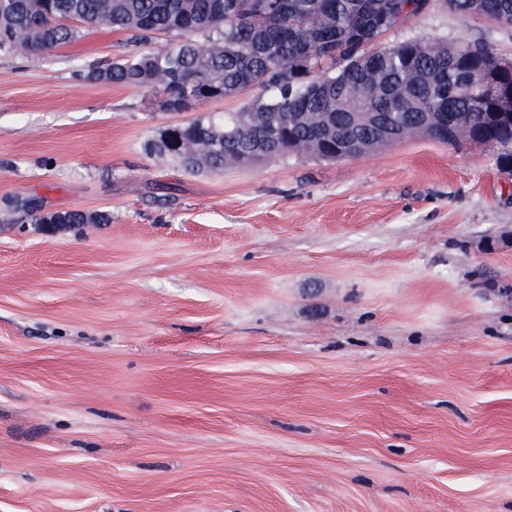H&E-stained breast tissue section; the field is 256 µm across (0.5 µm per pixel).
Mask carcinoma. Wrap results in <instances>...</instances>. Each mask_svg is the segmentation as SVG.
<instances>
[{
  "label": "carcinoma",
  "instance_id": "cac0c4a2",
  "mask_svg": "<svg viewBox=\"0 0 512 512\" xmlns=\"http://www.w3.org/2000/svg\"><path fill=\"white\" fill-rule=\"evenodd\" d=\"M421 0H384L386 21L372 16L377 0H288V10L264 9L274 0H0V54L21 42L34 56L80 39L75 19L105 24L130 35L136 48L86 78L141 87L162 103L223 99L243 89L258 95L244 112L210 114L167 128L147 143L148 151L194 171L224 169L229 157L247 156L258 126H280L281 157L292 141L312 143L318 160L352 156L348 141L376 140L375 124L393 132L419 124L430 101L440 96L448 114L443 143H458L465 127L470 142L500 149L512 144V119L499 118L494 100L475 107L494 83L512 90V61L493 48L459 40L434 55L433 38L415 36L391 44L379 37L418 17L406 11ZM448 9L472 16L512 19V0H445ZM158 34L172 36L164 47L146 49ZM39 224H106V213L74 210L36 215Z\"/></svg>",
  "mask_w": 512,
  "mask_h": 512
}]
</instances>
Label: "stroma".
Masks as SVG:
<instances>
[{
	"label": "stroma",
	"instance_id": "35a3bbf8",
	"mask_svg": "<svg viewBox=\"0 0 512 512\" xmlns=\"http://www.w3.org/2000/svg\"><path fill=\"white\" fill-rule=\"evenodd\" d=\"M427 35L512 57L434 0ZM105 25L0 55V512H512V174L411 138L189 173L87 80ZM108 212L107 224L34 223Z\"/></svg>",
	"mask_w": 512,
	"mask_h": 512
}]
</instances>
